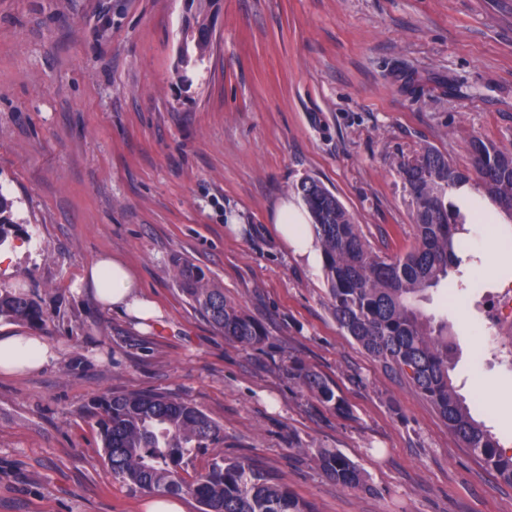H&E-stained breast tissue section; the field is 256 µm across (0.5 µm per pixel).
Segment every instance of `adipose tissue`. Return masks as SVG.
<instances>
[{
    "mask_svg": "<svg viewBox=\"0 0 512 512\" xmlns=\"http://www.w3.org/2000/svg\"><path fill=\"white\" fill-rule=\"evenodd\" d=\"M280 236L295 247L307 248L310 229L302 209L281 202L274 215ZM78 285L101 306L123 313L144 324L161 317L162 310L142 291L136 273L109 254L95 257L84 268ZM55 357L51 345L40 336L13 332L0 335V374L16 375L43 369Z\"/></svg>",
    "mask_w": 512,
    "mask_h": 512,
    "instance_id": "1",
    "label": "adipose tissue"
}]
</instances>
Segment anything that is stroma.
Returning <instances> with one entry per match:
<instances>
[{
  "label": "stroma",
  "mask_w": 512,
  "mask_h": 512,
  "mask_svg": "<svg viewBox=\"0 0 512 512\" xmlns=\"http://www.w3.org/2000/svg\"><path fill=\"white\" fill-rule=\"evenodd\" d=\"M187 15L185 0H0V190L21 226L0 288L34 296L45 322L27 331L56 352L0 375V512H143L87 408L144 390L204 412L224 430L218 454L278 475L316 512H512V486L339 328L320 252L296 253L272 222L311 176L374 248L409 247L400 157L432 146L465 167L475 135L512 148V0H221L212 52L181 78ZM452 200L477 235L450 281L511 283L482 230L503 215L476 194ZM102 252L139 276L160 321L137 330L74 290ZM180 260L264 327L259 348L227 343L193 307ZM473 299L440 287L423 309L448 321L452 378L511 449L512 371L478 363ZM293 359L348 416L298 387ZM321 449L356 462L366 489L328 480ZM288 375L297 385L321 403L333 409L336 414L347 416L348 407L342 397L336 394L331 382L320 373L306 367L298 360L288 364Z\"/></svg>",
  "instance_id": "stroma-1"
}]
</instances>
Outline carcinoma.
<instances>
[{
  "label": "carcinoma",
  "instance_id": "1",
  "mask_svg": "<svg viewBox=\"0 0 512 512\" xmlns=\"http://www.w3.org/2000/svg\"><path fill=\"white\" fill-rule=\"evenodd\" d=\"M220 0H189L184 43L174 69L181 73L210 54ZM470 166L460 168L434 147L401 159L397 175L409 197L414 243L404 251H376L339 198L319 180L306 177L292 186L305 205L321 248L336 323L385 368L403 376L437 410L463 447L505 483L512 485V454L477 421L453 385L450 371L455 343L448 323L435 321L420 307L428 292L448 281L463 262L461 241L469 233L467 215L448 201L465 186L490 200L512 221V149L483 137L469 142ZM14 201L0 190V246L19 230ZM181 292L218 328L243 347L265 340L263 327L224 299V291L188 261L176 263ZM29 325L44 322L37 301L25 293L0 289V319ZM288 376L336 414L348 407L331 382L298 360ZM112 476L140 490L183 493L199 512H314L288 485L249 463L217 454L208 468L188 481L184 459L224 442L223 429L191 404L158 391L106 395L92 407ZM323 474L344 488H366L361 469L347 456L322 451Z\"/></svg>",
  "mask_w": 512,
  "mask_h": 512
}]
</instances>
